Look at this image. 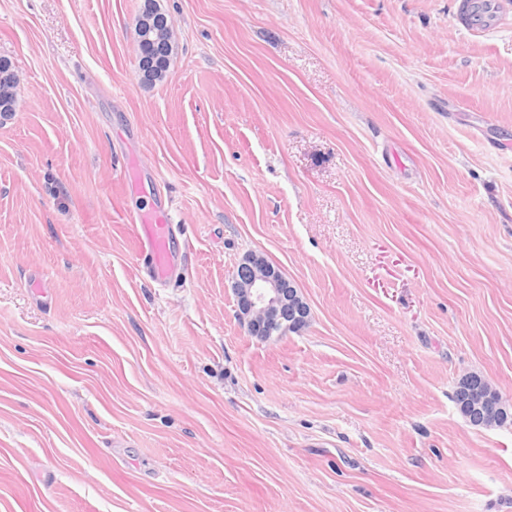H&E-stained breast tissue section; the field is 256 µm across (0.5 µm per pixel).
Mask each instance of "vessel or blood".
<instances>
[{
  "label": "vessel or blood",
  "instance_id": "b4317fda",
  "mask_svg": "<svg viewBox=\"0 0 512 512\" xmlns=\"http://www.w3.org/2000/svg\"><path fill=\"white\" fill-rule=\"evenodd\" d=\"M502 4L503 0H468L462 11L466 26L479 31L494 28ZM131 221L137 234V259L155 281L166 282L177 266L172 248L173 226L167 211L155 208L133 215Z\"/></svg>",
  "mask_w": 512,
  "mask_h": 512
}]
</instances>
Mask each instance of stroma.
Instances as JSON below:
<instances>
[{
	"mask_svg": "<svg viewBox=\"0 0 512 512\" xmlns=\"http://www.w3.org/2000/svg\"><path fill=\"white\" fill-rule=\"evenodd\" d=\"M158 3L149 86L144 0H0V512H512V423L453 400L477 371L512 405V4ZM251 253L301 332L239 323ZM461 2V11L466 28H476V31H488L495 28V18L502 8V0H469ZM463 3H467L462 9ZM137 38V42L141 43L142 38ZM149 40L141 43L143 57L139 65L145 64L151 73L148 77L147 84H153L161 81L171 64L174 55V43H169L166 38H156L152 34L149 35ZM138 42V45H139ZM137 234L136 257L155 281L165 283L176 270L172 248L173 224L165 209H151L131 216ZM468 375V376H467ZM465 375L457 384L454 393L453 399L455 404L457 405L461 415L465 418L466 416H470L471 426L480 427V428H490V427H501L506 424H510L512 422V412L507 409L506 411H492L490 408L484 406V411L486 412L483 415V412L477 408L474 404L467 402L469 392L477 387H483L482 389H487V385L489 383H485V378L475 372H471ZM483 423V426H482Z\"/></svg>",
	"mask_w": 512,
	"mask_h": 512,
	"instance_id": "1",
	"label": "stroma"
}]
</instances>
